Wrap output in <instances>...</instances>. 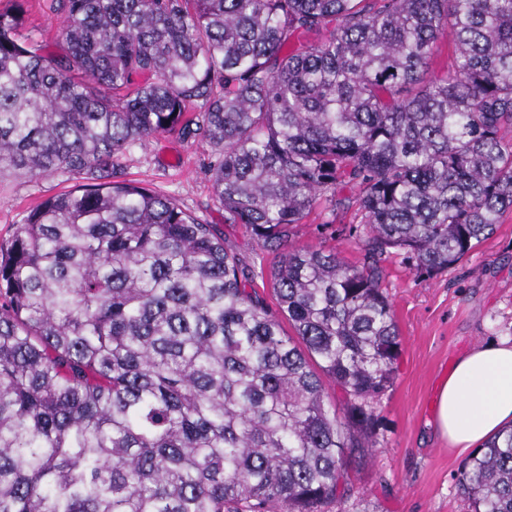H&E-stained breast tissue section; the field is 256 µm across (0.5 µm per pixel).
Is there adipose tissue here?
<instances>
[{"instance_id":"adipose-tissue-1","label":"adipose tissue","mask_w":512,"mask_h":512,"mask_svg":"<svg viewBox=\"0 0 512 512\" xmlns=\"http://www.w3.org/2000/svg\"><path fill=\"white\" fill-rule=\"evenodd\" d=\"M512 422V340L458 357L440 386L434 414L450 447L468 450Z\"/></svg>"}]
</instances>
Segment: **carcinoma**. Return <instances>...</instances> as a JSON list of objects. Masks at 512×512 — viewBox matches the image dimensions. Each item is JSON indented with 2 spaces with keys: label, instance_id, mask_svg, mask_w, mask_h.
Wrapping results in <instances>:
<instances>
[{
  "label": "carcinoma",
  "instance_id": "carcinoma-1",
  "mask_svg": "<svg viewBox=\"0 0 512 512\" xmlns=\"http://www.w3.org/2000/svg\"><path fill=\"white\" fill-rule=\"evenodd\" d=\"M56 10L50 53L21 4L0 10V173L88 179L29 210L0 261V512H323L395 377L382 262L435 277L512 210V0ZM169 132L218 149L214 197L274 255L277 309L213 225L112 180ZM342 186L366 218L360 267L292 242L316 209L334 223ZM458 487L512 512V425Z\"/></svg>",
  "mask_w": 512,
  "mask_h": 512
}]
</instances>
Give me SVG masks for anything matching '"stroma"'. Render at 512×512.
<instances>
[{
    "mask_svg": "<svg viewBox=\"0 0 512 512\" xmlns=\"http://www.w3.org/2000/svg\"><path fill=\"white\" fill-rule=\"evenodd\" d=\"M54 0H24L25 37L53 41L63 17ZM214 148L202 138L167 133L146 138L119 156L118 180L135 182L174 199L198 221L214 225L252 264L271 268L266 252L238 224L224 221L209 174ZM78 178L46 174L0 176V247L8 248L26 212L40 201L79 186ZM319 213L294 230L298 246L332 249L359 264L363 253L348 227H363L361 212L341 208L335 226ZM385 292L394 311L402 351L393 385L373 404L377 442L348 468L342 498L325 512H473L457 487L466 453L449 447L434 430L437 390L455 359L468 348L512 339V211L461 264L433 278H420L401 258L386 262Z\"/></svg>",
    "mask_w": 512,
    "mask_h": 512,
    "instance_id": "stroma-1",
    "label": "stroma"
}]
</instances>
